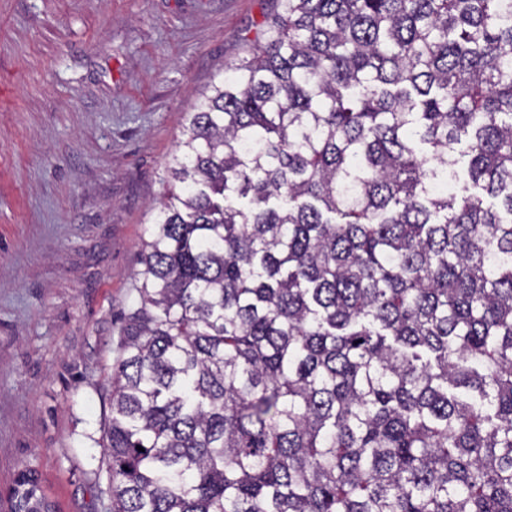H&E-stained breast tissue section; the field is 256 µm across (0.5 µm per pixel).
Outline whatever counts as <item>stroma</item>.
Returning <instances> with one entry per match:
<instances>
[{"label": "stroma", "instance_id": "35a3bbf8", "mask_svg": "<svg viewBox=\"0 0 512 512\" xmlns=\"http://www.w3.org/2000/svg\"><path fill=\"white\" fill-rule=\"evenodd\" d=\"M277 0H0V512H105L99 422L184 117Z\"/></svg>", "mask_w": 512, "mask_h": 512}]
</instances>
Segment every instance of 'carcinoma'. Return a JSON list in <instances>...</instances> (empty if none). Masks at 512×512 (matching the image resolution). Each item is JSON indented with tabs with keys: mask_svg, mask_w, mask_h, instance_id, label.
<instances>
[{
	"mask_svg": "<svg viewBox=\"0 0 512 512\" xmlns=\"http://www.w3.org/2000/svg\"><path fill=\"white\" fill-rule=\"evenodd\" d=\"M260 35L166 163L100 495L512 512V0H280Z\"/></svg>",
	"mask_w": 512,
	"mask_h": 512,
	"instance_id": "obj_1",
	"label": "carcinoma"
}]
</instances>
